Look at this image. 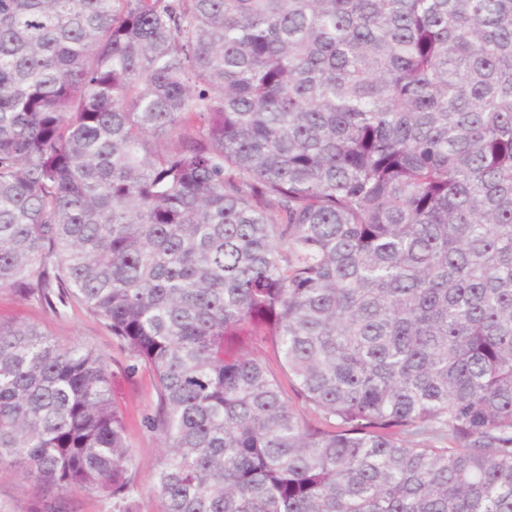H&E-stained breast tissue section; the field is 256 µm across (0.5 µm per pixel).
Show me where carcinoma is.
I'll return each instance as SVG.
<instances>
[{
    "instance_id": "cac0c4a2",
    "label": "carcinoma",
    "mask_w": 512,
    "mask_h": 512,
    "mask_svg": "<svg viewBox=\"0 0 512 512\" xmlns=\"http://www.w3.org/2000/svg\"><path fill=\"white\" fill-rule=\"evenodd\" d=\"M0 288L151 372L157 512H512V0H0ZM15 466L133 512L105 362L0 321Z\"/></svg>"
}]
</instances>
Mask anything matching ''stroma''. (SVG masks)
Instances as JSON below:
<instances>
[{
  "mask_svg": "<svg viewBox=\"0 0 512 512\" xmlns=\"http://www.w3.org/2000/svg\"><path fill=\"white\" fill-rule=\"evenodd\" d=\"M0 321L38 325L61 345L80 344L103 357L115 376L117 401L126 419L133 452L135 502L139 512H153V489L162 448L158 435L144 426V418L156 401L151 374L143 369L126 374V352L103 324L77 306L66 305L52 311L20 299L10 289L0 288ZM34 503L33 486L20 469L0 471V512H31Z\"/></svg>",
  "mask_w": 512,
  "mask_h": 512,
  "instance_id": "1",
  "label": "stroma"
}]
</instances>
